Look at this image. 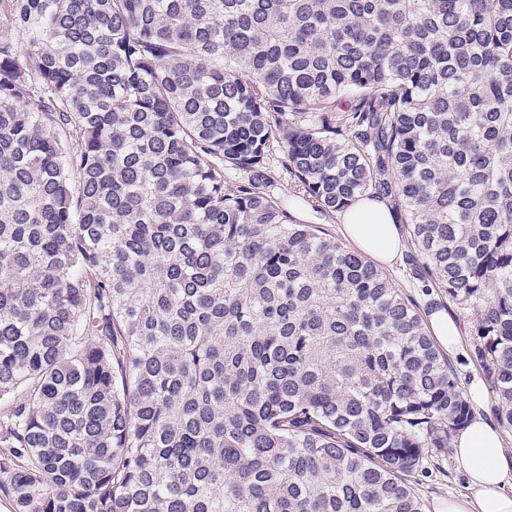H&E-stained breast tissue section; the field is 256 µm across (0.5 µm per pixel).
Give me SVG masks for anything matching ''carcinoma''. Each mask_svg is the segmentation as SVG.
<instances>
[{
  "mask_svg": "<svg viewBox=\"0 0 512 512\" xmlns=\"http://www.w3.org/2000/svg\"><path fill=\"white\" fill-rule=\"evenodd\" d=\"M10 512H424L472 408L330 214L391 198L512 432V0H6ZM347 108H339L341 103ZM279 145L281 144L276 142L270 145L266 170L270 180L273 182V186L270 188L271 193L276 196L288 195V191H292L290 187L293 184L291 183L292 179L288 171L283 165L284 155Z\"/></svg>",
  "mask_w": 512,
  "mask_h": 512,
  "instance_id": "1",
  "label": "carcinoma"
}]
</instances>
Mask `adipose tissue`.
I'll return each mask as SVG.
<instances>
[{
  "mask_svg": "<svg viewBox=\"0 0 512 512\" xmlns=\"http://www.w3.org/2000/svg\"><path fill=\"white\" fill-rule=\"evenodd\" d=\"M346 237L363 253L381 263L393 262L403 248L402 235L389 207L381 200L364 197L343 215ZM454 458L468 478L469 496L449 498L437 512H512V451L504 446L498 430L481 415L454 440Z\"/></svg>",
  "mask_w": 512,
  "mask_h": 512,
  "instance_id": "1",
  "label": "adipose tissue"
}]
</instances>
